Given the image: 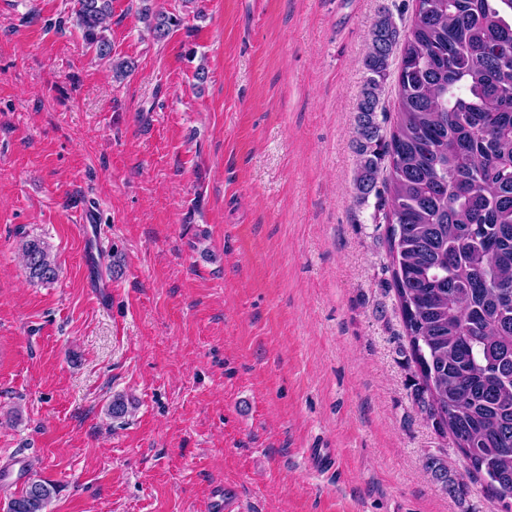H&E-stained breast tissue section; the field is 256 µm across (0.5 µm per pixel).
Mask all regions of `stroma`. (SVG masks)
<instances>
[{
	"mask_svg": "<svg viewBox=\"0 0 512 512\" xmlns=\"http://www.w3.org/2000/svg\"><path fill=\"white\" fill-rule=\"evenodd\" d=\"M151 4L187 26L156 42L141 0H112L136 64L116 83L72 0H0V469L54 483L48 512H210L225 484L244 512H500L425 467L463 460L415 396L379 200H357L372 24L407 29L415 0ZM26 236L55 283L28 281ZM80 224L78 226L88 237H93L96 242V252L93 257L88 255L86 260L87 279L90 288H98V295L101 299L109 298L111 295L110 285L101 275V264L104 259L103 249L97 237L98 209L96 204L88 200L84 203L80 212ZM426 466L443 488L447 490L449 488L451 492L458 495H462L465 492L464 474H459L458 479L448 475V466L444 459L437 456H429L426 459Z\"/></svg>",
	"mask_w": 512,
	"mask_h": 512,
	"instance_id": "35a3bbf8",
	"label": "stroma"
}]
</instances>
